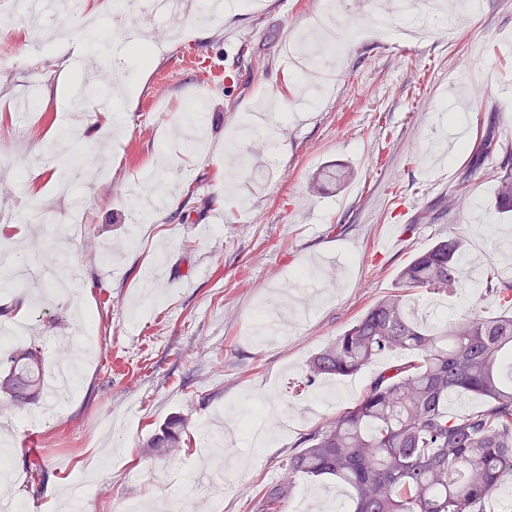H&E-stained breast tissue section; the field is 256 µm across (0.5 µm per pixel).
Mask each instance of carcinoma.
I'll return each mask as SVG.
<instances>
[{"label": "carcinoma", "mask_w": 512, "mask_h": 512, "mask_svg": "<svg viewBox=\"0 0 512 512\" xmlns=\"http://www.w3.org/2000/svg\"><path fill=\"white\" fill-rule=\"evenodd\" d=\"M497 203L512 211V162L503 152ZM461 242L440 239L415 256L399 287L446 295L462 274ZM408 358L373 374L334 420L306 434L288 455L284 480L261 490L260 512H285L298 476L336 478L352 491V512H487L512 475V316L474 315L430 331L409 318L403 295L375 302L309 361V375L352 376L375 358ZM42 390L37 351H15L0 394L30 403ZM469 393L484 408L453 417L448 400ZM179 417L143 444L168 457L184 444Z\"/></svg>", "instance_id": "1"}]
</instances>
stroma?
Returning <instances> with one entry per match:
<instances>
[{"label": "stroma", "mask_w": 512, "mask_h": 512, "mask_svg": "<svg viewBox=\"0 0 512 512\" xmlns=\"http://www.w3.org/2000/svg\"><path fill=\"white\" fill-rule=\"evenodd\" d=\"M236 14L203 35L138 28L129 40L68 53L35 52L20 24L0 14V214L21 231L10 248L51 268L68 227L64 158L40 163L61 131L80 135L96 112H64L66 86H131L118 133L83 145L82 237L68 306L33 317L35 291L0 286V325H29L19 347L44 362L77 356L74 313L95 306L100 358L61 401L41 394L17 406L0 397L11 431L8 494L25 512H256L301 436L353 403L376 359L345 378L306 385L311 357L377 300L397 293L400 270L437 240L463 244L466 268L445 298L407 293L409 306L443 303L437 327L466 314L503 315L486 294L512 268V212L495 208L502 153L469 172L480 137L512 144V0H422L413 14L387 0H234ZM389 10L388 25L372 15ZM35 93L27 134L18 98ZM202 102L198 139L184 133V104ZM257 134L242 141L243 127ZM350 176L318 184L325 167ZM276 405L265 444L237 431L239 409ZM41 411L42 422H28ZM185 445L169 459L141 444L170 416ZM47 470L40 492L31 468ZM305 512H350L347 486L300 477Z\"/></svg>", "instance_id": "35a3bbf8"}]
</instances>
